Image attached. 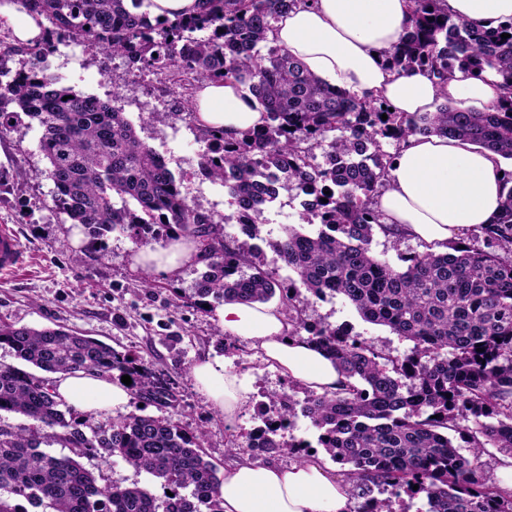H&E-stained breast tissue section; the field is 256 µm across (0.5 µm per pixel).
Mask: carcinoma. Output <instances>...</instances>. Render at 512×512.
Returning <instances> with one entry per match:
<instances>
[{"label":"carcinoma","mask_w":512,"mask_h":512,"mask_svg":"<svg viewBox=\"0 0 512 512\" xmlns=\"http://www.w3.org/2000/svg\"><path fill=\"white\" fill-rule=\"evenodd\" d=\"M11 2L36 19L42 36L0 48V138L21 113L38 123L47 167L36 175L53 181L55 208L96 239L118 232L138 249L189 239L206 267L194 288L198 305L264 302L278 293L288 337L307 333L347 378L335 391L304 388L300 403L268 394L256 451L287 447L277 431L298 410L330 459L351 466V496L362 500L356 512H391L374 491L415 485L425 512H512V487L488 479L483 461L489 447L512 456V171L504 173L493 223L466 230L448 251L402 255L406 266L396 268L370 250L374 227L389 230L377 198L396 154L383 150L384 140L398 148L409 135H448L512 161V19L478 30L452 19L444 0H409L405 34L387 55L391 69L418 70L440 84L457 68L500 77L511 95L492 112L444 103L409 115L331 86L268 38L301 0H199L195 13L174 20L151 15L152 0ZM64 42L84 46L92 60L119 57L134 77L163 75L187 102L207 82L248 90L266 112L263 128L234 140L222 129L198 128L200 169L224 183L230 216L217 219L190 201L122 109L44 74L40 63ZM16 56L27 61L14 71ZM283 193L305 196L300 220L318 225H288L266 241L297 276L286 288L262 269L259 246L224 234L235 220L260 238L264 206ZM300 287L317 298L343 296L414 350L386 356L340 328L308 324L296 304ZM0 344L43 372L128 375L137 402H169L166 385L131 352L76 331L0 322ZM0 412L29 421L0 426V512H18L20 496L51 512H224L222 479L204 458L201 430L138 406L100 425L74 415L49 379L4 362ZM468 420L474 427L460 425ZM451 431L468 437L470 456L459 453ZM43 443L71 455H54ZM89 456L119 457L171 495L160 502L137 484H102L80 462Z\"/></svg>","instance_id":"cac0c4a2"}]
</instances>
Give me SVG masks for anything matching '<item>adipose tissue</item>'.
I'll return each instance as SVG.
<instances>
[{"mask_svg":"<svg viewBox=\"0 0 512 512\" xmlns=\"http://www.w3.org/2000/svg\"><path fill=\"white\" fill-rule=\"evenodd\" d=\"M448 12L469 26L491 30L512 19V0H445ZM408 18V0H306L275 26L272 39L331 86L358 96L382 97L396 112H432L438 100L479 112L500 105L507 92L501 78L482 80L454 70L446 85L421 72L396 74L385 61L398 45ZM200 124L226 138L266 122L253 97L240 85L207 83L197 93ZM498 155L441 135H411L400 145L378 198L393 235L426 243L458 239L466 229L492 223L502 196ZM194 243L140 249L136 265L175 273L195 258ZM215 320L229 333L252 339L265 360L317 392L345 384L334 361L315 345L286 336L281 307L227 302ZM196 386L226 423H234L249 388L228 373L223 360L207 358L192 369ZM55 392L79 413L124 408L126 385L97 372L59 375ZM224 512H349L350 489L319 461L290 467L240 463L226 469L221 488Z\"/></svg>","mask_w":512,"mask_h":512,"instance_id":"obj_1","label":"adipose tissue"}]
</instances>
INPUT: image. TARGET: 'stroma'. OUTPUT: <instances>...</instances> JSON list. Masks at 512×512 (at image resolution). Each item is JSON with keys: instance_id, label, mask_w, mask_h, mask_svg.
I'll return each mask as SVG.
<instances>
[{"instance_id": "1", "label": "stroma", "mask_w": 512, "mask_h": 512, "mask_svg": "<svg viewBox=\"0 0 512 512\" xmlns=\"http://www.w3.org/2000/svg\"><path fill=\"white\" fill-rule=\"evenodd\" d=\"M43 66L48 76L76 92L105 101L112 98L113 81H123L121 108L140 138L166 156L189 200L218 217L230 213L223 184L198 182L196 169L203 145L194 126L181 120L163 125L152 116L156 110L187 108L170 92L167 80L127 75L123 61L109 54L87 61L82 47L74 43L58 45ZM39 138L37 123L24 116L0 140V177L9 184L0 192V225L15 231L28 261L23 271L0 280V321L38 329L63 326L134 353L169 382L174 393L172 405L147 406V414L201 429V444L218 469L244 460L287 467L308 455L322 456L317 430L300 416L278 430L283 448L272 453L228 452L230 440L247 443L261 426L258 407L266 393L284 391L300 400L302 385L292 384L288 376L256 355L251 340L220 335L213 311L193 305L191 296L203 265L190 261L171 275L148 271L135 266L134 246L128 237L113 233L98 241L89 230H77L53 205L55 187L41 174L46 160ZM298 300L309 324L348 329L387 355L404 356L414 347L389 327L365 322L342 296L317 298L302 291ZM207 357L223 359L225 368L250 387L234 424H226L223 414L194 384L192 368ZM82 463L112 484L136 483L157 498L165 496L158 481L121 458L105 461L91 456Z\"/></svg>"}]
</instances>
